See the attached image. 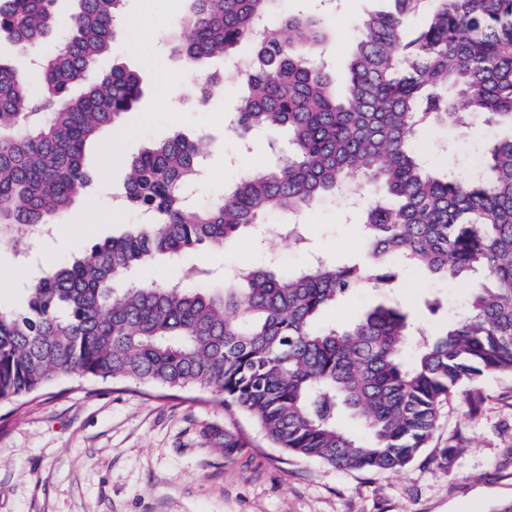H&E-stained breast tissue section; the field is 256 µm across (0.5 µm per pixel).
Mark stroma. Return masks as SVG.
<instances>
[{
  "label": "stroma",
  "instance_id": "stroma-1",
  "mask_svg": "<svg viewBox=\"0 0 512 512\" xmlns=\"http://www.w3.org/2000/svg\"><path fill=\"white\" fill-rule=\"evenodd\" d=\"M285 7L323 14L326 57L340 75L353 50L356 21L379 3L287 0ZM185 9L184 0H166L165 11L144 25L138 21L143 0H125L128 22L118 26L99 67L119 63L137 72L143 97L86 154L89 169L108 165L112 174L95 181L62 218L84 245L139 223L137 214L114 204L113 193L125 177L126 160L171 132L199 142L209 176L194 192L198 205L218 198L225 182L237 177L243 154H253L255 167H267L286 147L282 132L272 134L267 145L238 138L229 129L241 95L236 82L224 83L210 110H199L193 102L197 73L184 72L165 37L145 40V28L171 31ZM148 51L160 53L167 75L184 84L171 105L158 103L165 75L147 65ZM499 134L480 121L465 131L438 126L417 146L429 165L467 172L484 143ZM112 141L121 144L118 154L108 152ZM358 215L349 198H327L302 216L304 246L284 236L260 240L249 234L224 251H198L187 262L208 269L214 285L225 272L271 258L287 271L306 263L313 251L339 262L357 258L364 251ZM72 252L71 241L53 233L34 238L24 260L0 249V303H17L22 281ZM397 270L393 297L409 301L422 330L465 311L467 284L432 279L402 263ZM435 297L443 308L434 317L423 303ZM477 388L483 397L479 409L471 410L464 396L445 405L430 448L413 462L397 472H370L342 471L272 447L250 418L203 401L198 390L172 400L142 385L62 379L35 403L0 401V512H494L512 500V374L484 376ZM228 432L245 441L229 458L219 449ZM451 442L461 448L444 469L437 456Z\"/></svg>",
  "mask_w": 512,
  "mask_h": 512
}]
</instances>
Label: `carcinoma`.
<instances>
[{
    "label": "carcinoma",
    "mask_w": 512,
    "mask_h": 512,
    "mask_svg": "<svg viewBox=\"0 0 512 512\" xmlns=\"http://www.w3.org/2000/svg\"><path fill=\"white\" fill-rule=\"evenodd\" d=\"M75 2L63 24L55 0H0V38L39 56L33 68L0 61V246L17 255L30 243L15 229L33 235L59 223L94 182L86 147L142 96L140 76L124 66L90 80L124 0ZM185 2L182 32L170 39L184 65L220 57L227 66L243 44L254 52L247 66L199 80L197 106L207 109L221 82L242 83L235 132L282 129L288 154L241 172L201 206L187 203L202 177L193 140L176 132L132 158L122 199L144 222L48 270L22 306L0 304V400L26 401L71 375L203 390L250 416L277 448L397 472L429 446L460 388L512 373V0H434L417 26V0H386L361 22L339 95L322 62V16L287 13L275 24L280 0ZM476 119L509 130L484 146L479 173L434 172L417 133ZM368 186L379 198L361 211L358 259L318 255L292 273L271 261L208 289L135 280L156 258L222 248L272 213L296 216ZM397 257L481 288L462 317L418 344L397 301L318 326L350 292L395 288Z\"/></svg>",
    "instance_id": "cac0c4a2"
}]
</instances>
